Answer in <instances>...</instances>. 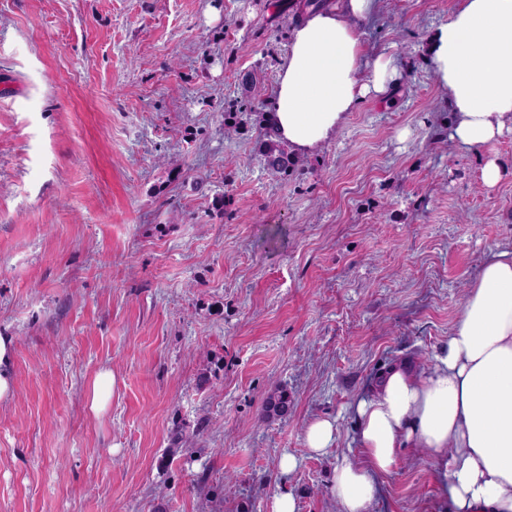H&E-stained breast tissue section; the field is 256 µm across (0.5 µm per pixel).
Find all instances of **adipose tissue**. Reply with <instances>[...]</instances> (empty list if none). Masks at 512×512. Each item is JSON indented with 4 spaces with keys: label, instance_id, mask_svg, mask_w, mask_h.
I'll return each mask as SVG.
<instances>
[{
    "label": "adipose tissue",
    "instance_id": "1",
    "mask_svg": "<svg viewBox=\"0 0 512 512\" xmlns=\"http://www.w3.org/2000/svg\"><path fill=\"white\" fill-rule=\"evenodd\" d=\"M377 8L337 0L292 26L272 112L294 153L320 150L367 95L392 98L400 59L367 60L360 32ZM428 54L458 145L478 150L512 132V0H462ZM347 410L360 456L333 470L339 512H372L380 476L407 447L426 449L438 466L451 512H512V249L483 265L427 364L393 363Z\"/></svg>",
    "mask_w": 512,
    "mask_h": 512
}]
</instances>
